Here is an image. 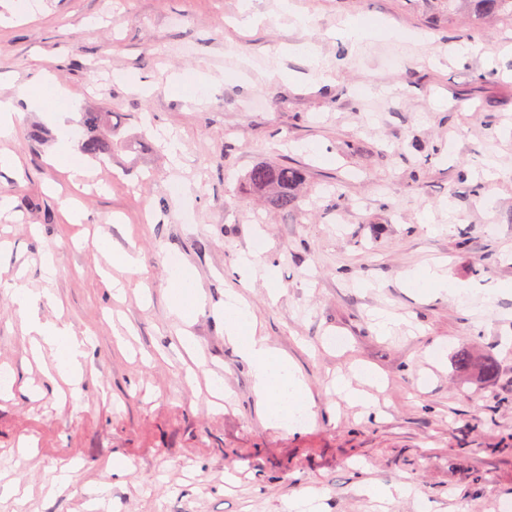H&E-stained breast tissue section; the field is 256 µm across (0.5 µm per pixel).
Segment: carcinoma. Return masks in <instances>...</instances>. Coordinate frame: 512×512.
<instances>
[{
  "instance_id": "obj_1",
  "label": "carcinoma",
  "mask_w": 512,
  "mask_h": 512,
  "mask_svg": "<svg viewBox=\"0 0 512 512\" xmlns=\"http://www.w3.org/2000/svg\"><path fill=\"white\" fill-rule=\"evenodd\" d=\"M431 9V23L451 28L465 17L488 23L496 20L512 21V0H425ZM77 142L83 155L98 164L112 160V152L122 148L125 141L116 140L117 130L112 125V113L102 108L81 112L77 124ZM308 179L303 166L258 163L245 175L244 183L251 192L264 197L269 204L292 210L301 199V189Z\"/></svg>"
}]
</instances>
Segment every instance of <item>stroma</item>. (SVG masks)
<instances>
[{"instance_id": "stroma-1", "label": "stroma", "mask_w": 512, "mask_h": 512, "mask_svg": "<svg viewBox=\"0 0 512 512\" xmlns=\"http://www.w3.org/2000/svg\"><path fill=\"white\" fill-rule=\"evenodd\" d=\"M0 0V97L50 83L111 112L128 147L74 183L51 160L46 114L21 110L0 152V370L41 387L0 397V473L29 489L0 512H502L512 503V23L433 29L420 0ZM264 24L229 25L243 7ZM368 29L349 45L341 23ZM292 83L267 79L270 67ZM333 82H316L319 70ZM185 74L182 87L173 74ZM213 82L204 91L197 74ZM177 135L171 157L156 134ZM38 139H30L31 131ZM309 169L285 212L249 194L257 162ZM75 205L86 219L67 223ZM135 253L113 268L98 238ZM56 256L45 276L44 251ZM279 288L242 281L241 252ZM196 273L204 312L171 310L169 257ZM445 261L466 299L425 293L408 272ZM18 282L43 323L89 340L81 392L58 403L55 350L34 352L5 293ZM249 303L265 343L290 357L314 423L267 427L248 363L224 335V294ZM400 320L379 333L378 312ZM473 358L456 365L459 350ZM496 378H485L484 359ZM378 375L367 399L337 375ZM224 385L215 406L212 377ZM131 466L108 470L112 456ZM410 485L407 496L396 494ZM393 489L368 496L367 486Z\"/></svg>"}]
</instances>
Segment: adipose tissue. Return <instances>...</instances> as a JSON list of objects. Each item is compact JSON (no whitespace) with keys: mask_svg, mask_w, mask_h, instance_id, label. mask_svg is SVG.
Masks as SVG:
<instances>
[{"mask_svg":"<svg viewBox=\"0 0 512 512\" xmlns=\"http://www.w3.org/2000/svg\"><path fill=\"white\" fill-rule=\"evenodd\" d=\"M168 295L173 311L184 321H192L203 312L205 303L196 289L194 271L186 265L172 267ZM29 328L58 346L59 368L72 377L82 374L84 344L66 329L30 320ZM224 334L250 364L255 394L263 408V419L270 426L286 431L300 420H313L315 404L308 387L287 357L269 348L256 335V318L237 293L224 300Z\"/></svg>","mask_w":512,"mask_h":512,"instance_id":"1","label":"adipose tissue"}]
</instances>
